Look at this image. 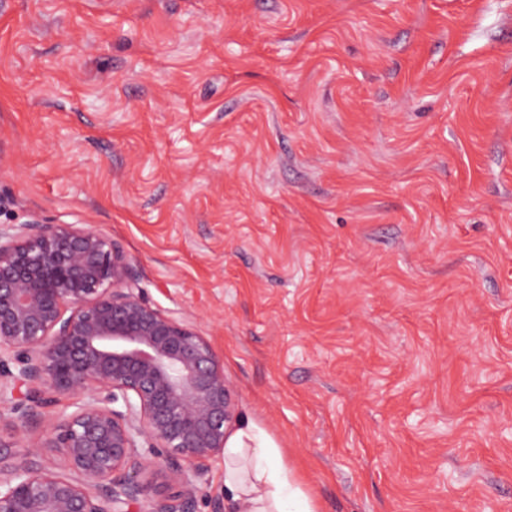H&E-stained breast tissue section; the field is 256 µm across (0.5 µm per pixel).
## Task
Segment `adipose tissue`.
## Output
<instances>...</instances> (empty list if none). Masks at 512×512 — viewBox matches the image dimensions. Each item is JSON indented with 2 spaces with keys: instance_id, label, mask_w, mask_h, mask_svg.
I'll return each instance as SVG.
<instances>
[{
  "instance_id": "adipose-tissue-1",
  "label": "adipose tissue",
  "mask_w": 512,
  "mask_h": 512,
  "mask_svg": "<svg viewBox=\"0 0 512 512\" xmlns=\"http://www.w3.org/2000/svg\"><path fill=\"white\" fill-rule=\"evenodd\" d=\"M224 486L247 512H316L281 450L254 424H247L224 448Z\"/></svg>"
}]
</instances>
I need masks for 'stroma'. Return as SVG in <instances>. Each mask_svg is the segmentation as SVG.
I'll return each mask as SVG.
<instances>
[{"mask_svg": "<svg viewBox=\"0 0 512 512\" xmlns=\"http://www.w3.org/2000/svg\"><path fill=\"white\" fill-rule=\"evenodd\" d=\"M212 345L317 512H512V0H0V225Z\"/></svg>", "mask_w": 512, "mask_h": 512, "instance_id": "obj_1", "label": "stroma"}]
</instances>
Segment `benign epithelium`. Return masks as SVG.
Wrapping results in <instances>:
<instances>
[{"mask_svg": "<svg viewBox=\"0 0 512 512\" xmlns=\"http://www.w3.org/2000/svg\"><path fill=\"white\" fill-rule=\"evenodd\" d=\"M61 397L74 410L45 418ZM235 419L216 352L145 301L112 239L0 227V426L12 438L0 441V512H194L193 477L224 456ZM6 447L27 452L7 464ZM44 448L64 470L42 462ZM153 475L176 491H156Z\"/></svg>", "mask_w": 512, "mask_h": 512, "instance_id": "1", "label": "benign epithelium"}]
</instances>
